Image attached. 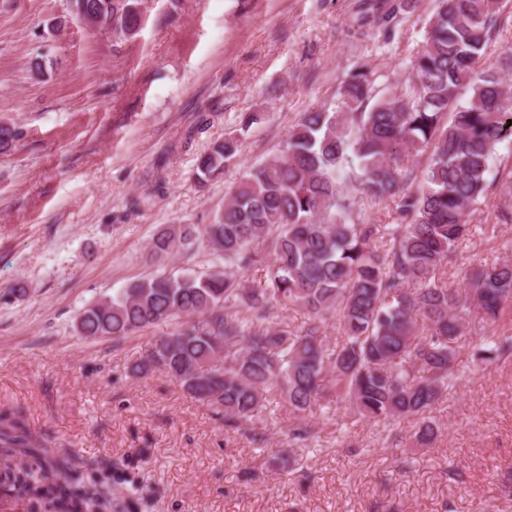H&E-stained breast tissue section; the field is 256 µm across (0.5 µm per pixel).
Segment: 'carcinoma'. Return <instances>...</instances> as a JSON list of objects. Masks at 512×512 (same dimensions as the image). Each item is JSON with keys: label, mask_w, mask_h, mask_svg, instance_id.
I'll use <instances>...</instances> for the list:
<instances>
[{"label": "carcinoma", "mask_w": 512, "mask_h": 512, "mask_svg": "<svg viewBox=\"0 0 512 512\" xmlns=\"http://www.w3.org/2000/svg\"><path fill=\"white\" fill-rule=\"evenodd\" d=\"M417 3L359 0L353 25L364 36H389ZM73 8L89 26L112 20L121 39L142 20L141 0H74ZM511 16L499 0H435L409 83L347 73L336 88L341 109L302 113L279 154L248 168L211 223L168 225L149 243L150 256L161 259L201 242L219 263L157 274L101 298L78 313L77 333L119 340L174 324L132 372L170 375L223 410L230 429L276 391L295 416L296 441L311 437L306 411L333 396L363 417L413 418L419 439L434 436L426 413L458 380L455 343L471 308L490 324L512 314L511 259L475 269L463 293L444 280L471 232L472 210L493 186L491 160L512 142V86L502 75L512 53L474 69ZM261 120L243 114L236 132L200 155L196 179L223 174ZM21 136L17 125L0 122V154ZM428 148L423 185L415 187L403 156ZM366 198L392 201L393 223L363 222ZM258 267L266 280L253 288L243 274ZM288 303L311 314L306 329L272 322L273 309ZM329 316L342 330L333 346L319 335ZM486 342L488 361L512 354V336ZM49 444L21 411L0 408V494L50 512H99L106 491L85 485L70 460L49 457Z\"/></svg>", "instance_id": "obj_1"}]
</instances>
